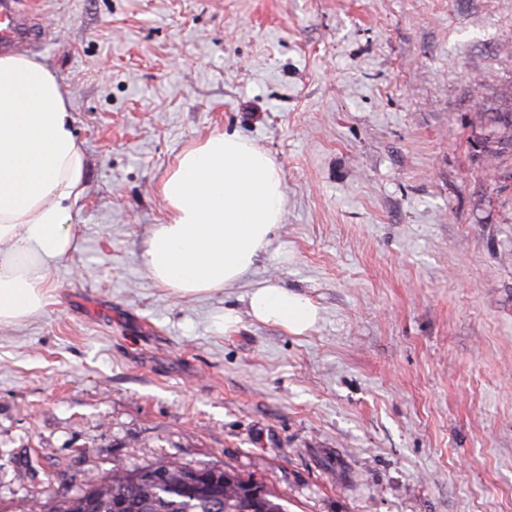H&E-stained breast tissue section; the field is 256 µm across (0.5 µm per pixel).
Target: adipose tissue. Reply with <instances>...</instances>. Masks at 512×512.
I'll list each match as a JSON object with an SVG mask.
<instances>
[{"instance_id": "obj_1", "label": "adipose tissue", "mask_w": 512, "mask_h": 512, "mask_svg": "<svg viewBox=\"0 0 512 512\" xmlns=\"http://www.w3.org/2000/svg\"><path fill=\"white\" fill-rule=\"evenodd\" d=\"M85 153L70 102L35 56H0V325L40 312L56 266L74 249L72 205ZM167 213L144 253L150 275L180 294L212 292L254 267L284 216L286 184L266 150L235 132L178 155L159 186ZM256 321L301 335L318 320L304 295L255 282Z\"/></svg>"}]
</instances>
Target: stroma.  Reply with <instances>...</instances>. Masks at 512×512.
<instances>
[{"mask_svg": "<svg viewBox=\"0 0 512 512\" xmlns=\"http://www.w3.org/2000/svg\"><path fill=\"white\" fill-rule=\"evenodd\" d=\"M33 6L87 175L47 304L0 328V512L160 463L288 512H512V0ZM227 131L280 164L284 218L181 297L143 265L158 188ZM257 281L314 328L254 320ZM248 304L253 319L294 335L310 331L318 320V309L309 298L268 281L252 285Z\"/></svg>", "mask_w": 512, "mask_h": 512, "instance_id": "stroma-1", "label": "stroma"}]
</instances>
